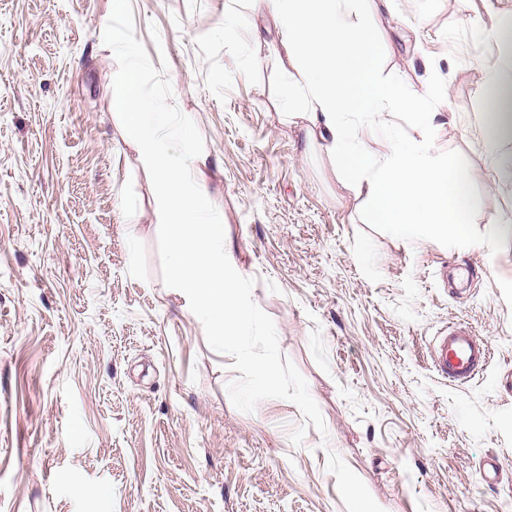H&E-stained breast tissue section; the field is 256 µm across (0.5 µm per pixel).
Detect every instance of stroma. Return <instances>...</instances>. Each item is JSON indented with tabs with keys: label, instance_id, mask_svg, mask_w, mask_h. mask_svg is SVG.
Segmentation results:
<instances>
[{
	"label": "stroma",
	"instance_id": "35a3bbf8",
	"mask_svg": "<svg viewBox=\"0 0 512 512\" xmlns=\"http://www.w3.org/2000/svg\"><path fill=\"white\" fill-rule=\"evenodd\" d=\"M490 3L512 16V0H394L373 21L381 78L422 93V110L450 101L433 153L506 172L477 183V221L449 242L394 235L344 189L322 141L282 113L278 33L249 0H132L320 431L287 400L236 409L233 357L162 281L151 179L112 111V0H0V512H505L512 236L485 231L512 226V144L488 153V90L455 65L494 62L462 24ZM452 323L490 349L464 385L432 363Z\"/></svg>",
	"mask_w": 512,
	"mask_h": 512
}]
</instances>
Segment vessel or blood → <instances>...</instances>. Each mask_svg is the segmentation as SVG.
<instances>
[{
  "mask_svg": "<svg viewBox=\"0 0 512 512\" xmlns=\"http://www.w3.org/2000/svg\"><path fill=\"white\" fill-rule=\"evenodd\" d=\"M433 351L438 374L458 384L471 381L488 358L486 343L461 325L449 326L441 332L435 339Z\"/></svg>",
  "mask_w": 512,
  "mask_h": 512,
  "instance_id": "vessel-or-blood-1",
  "label": "vessel or blood"
}]
</instances>
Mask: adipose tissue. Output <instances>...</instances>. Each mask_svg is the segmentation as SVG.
Masks as SVG:
<instances>
[{"label": "adipose tissue", "mask_w": 512, "mask_h": 512, "mask_svg": "<svg viewBox=\"0 0 512 512\" xmlns=\"http://www.w3.org/2000/svg\"><path fill=\"white\" fill-rule=\"evenodd\" d=\"M368 3L364 10L359 0H251L253 15L274 23L280 60L291 70L281 109L318 129L344 188L372 204L377 223L404 239L457 240L475 219L469 188L478 175L463 165L448 168L431 152L447 97L419 113L408 139L381 154L365 146V129L388 126L417 104L402 85L378 78L370 19L391 10L392 0ZM467 65L490 88L485 107L496 140H512V52H500L491 67L478 58Z\"/></svg>", "instance_id": "1"}]
</instances>
